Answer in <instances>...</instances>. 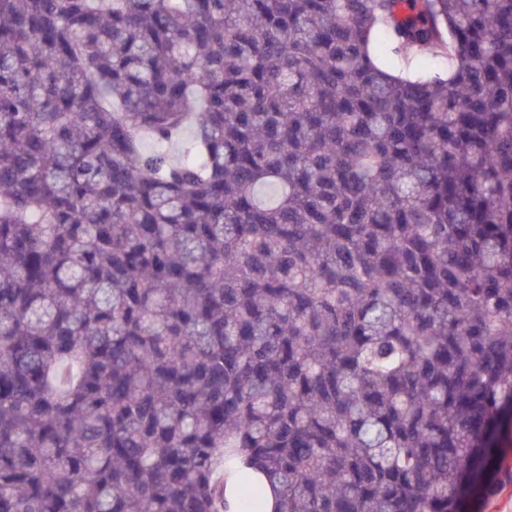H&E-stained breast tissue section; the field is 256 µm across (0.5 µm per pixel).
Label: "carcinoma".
I'll list each match as a JSON object with an SVG mask.
<instances>
[{
    "label": "carcinoma",
    "mask_w": 512,
    "mask_h": 512,
    "mask_svg": "<svg viewBox=\"0 0 512 512\" xmlns=\"http://www.w3.org/2000/svg\"><path fill=\"white\" fill-rule=\"evenodd\" d=\"M400 2L0 0V512H463L512 0Z\"/></svg>",
    "instance_id": "cac0c4a2"
}]
</instances>
